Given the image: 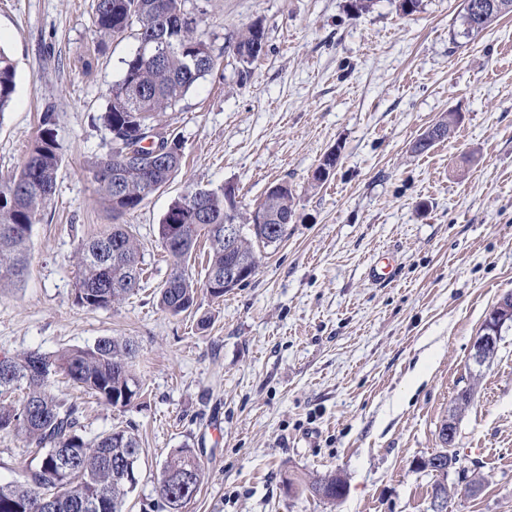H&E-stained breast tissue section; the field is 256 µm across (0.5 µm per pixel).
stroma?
<instances>
[{
    "label": "stroma",
    "instance_id": "1",
    "mask_svg": "<svg viewBox=\"0 0 512 512\" xmlns=\"http://www.w3.org/2000/svg\"><path fill=\"white\" fill-rule=\"evenodd\" d=\"M462 0H397L359 14L350 0H188L221 65L162 124L183 143L164 191L128 212L142 288L108 309L74 302L79 241L113 224L85 172L105 154L97 117L134 38L98 50L92 0H0V47L16 92L0 117V185L18 172L54 114L63 155L56 191L33 236L24 282L0 289V356L132 339L142 395L115 409L56 379L87 437L133 428L140 478L125 512H163L166 459L191 448L205 470L187 512H430L436 478L420 469L457 420L448 512H512V330L493 360L470 350L512 291V14L459 35ZM266 32L241 77L227 45L250 24ZM454 134L414 141L446 113ZM329 178L312 174L328 154ZM285 181L296 213L256 276L223 297L200 294L178 316L158 302L173 265L158 224L195 188L234 185L251 210ZM394 258V281L370 267ZM472 389L465 411L455 409ZM341 473L344 497L288 490ZM479 493H471L473 482Z\"/></svg>",
    "mask_w": 512,
    "mask_h": 512
}]
</instances>
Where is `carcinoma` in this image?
<instances>
[{
	"mask_svg": "<svg viewBox=\"0 0 512 512\" xmlns=\"http://www.w3.org/2000/svg\"><path fill=\"white\" fill-rule=\"evenodd\" d=\"M187 0H94L91 27L100 40L120 39L127 34L137 44L167 48L159 59L133 53L124 60V73L107 93L108 104L100 116L109 134L107 153L89 161L87 172L96 184L100 199L115 217L136 208L164 188L181 166L183 145L173 137L174 155L167 164L148 170L129 171L123 145L137 138L141 128L157 124L160 114L175 111L183 97L201 78L220 66V57L198 21L188 18ZM462 0L459 14L462 35L469 38L485 32L503 15L512 13V0H478L485 9L476 13ZM16 69L0 48V119L13 101ZM458 118L453 113L429 126L413 143L416 153H425L454 131ZM41 129L18 173L0 186V288L22 281L28 271L29 252L36 224L55 193L62 154L56 139L52 113L40 118ZM120 177L122 191L112 178ZM205 217L194 211V192L174 199L159 226V241L167 236L173 217L187 226L183 244L163 245L173 264L174 278L159 290L161 307L179 315L196 305L199 288L213 297L224 289L211 288L213 277L224 276L229 266L251 260L259 269L263 255L277 247L287 235L294 216L295 196L289 185L265 196L259 203L269 207L279 221L252 229L243 223L238 243L224 245V188L207 189ZM209 242V258L203 281L189 271L188 261L200 236ZM75 280L76 304L86 308H110L137 292L142 281L140 247L130 226L114 224L98 235L80 242ZM136 347L129 339L101 337L85 347L63 348L52 353L38 351L3 357L10 378H0V431L25 435L36 450L23 469V480L0 483V512H95L89 505L101 498L122 506L139 482L140 444L134 433L115 428L86 438L80 409L59 400L52 388L59 375L83 391L114 408L130 406L140 394V383L132 369ZM20 403L9 402L15 391ZM80 448L82 457L64 468L70 450ZM200 459L191 448H180L164 465L160 498L173 496L166 509L185 512L204 481ZM342 478L325 474L304 484L312 496L323 490L325 500H337V483ZM48 486L58 487L57 496L44 497Z\"/></svg>",
	"mask_w": 512,
	"mask_h": 512,
	"instance_id": "cac0c4a2",
	"label": "carcinoma"
}]
</instances>
